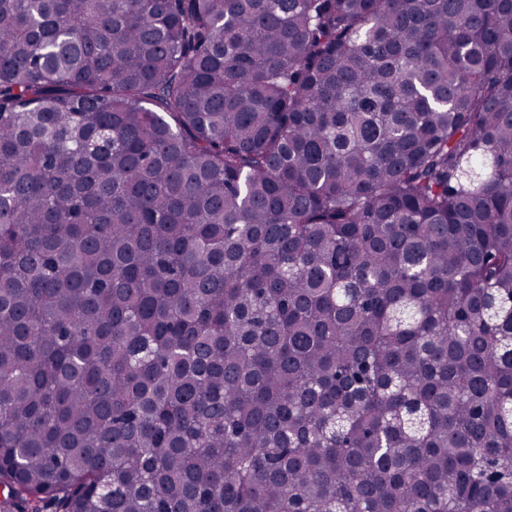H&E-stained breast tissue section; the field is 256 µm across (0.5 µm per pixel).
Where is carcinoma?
<instances>
[{"label":"carcinoma","instance_id":"1","mask_svg":"<svg viewBox=\"0 0 512 512\" xmlns=\"http://www.w3.org/2000/svg\"><path fill=\"white\" fill-rule=\"evenodd\" d=\"M512 512V0H0V507Z\"/></svg>","mask_w":512,"mask_h":512}]
</instances>
